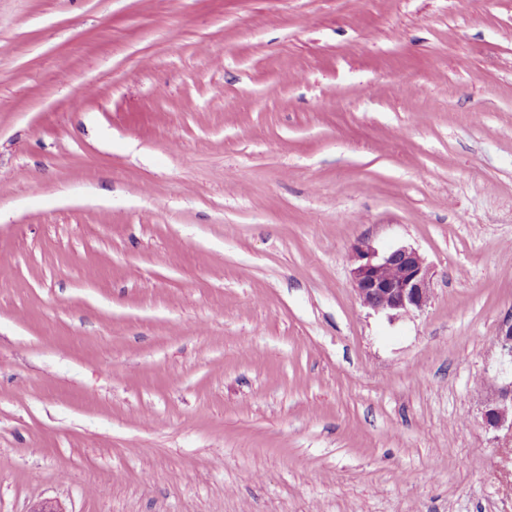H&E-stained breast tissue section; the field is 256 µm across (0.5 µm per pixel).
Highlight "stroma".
<instances>
[{
    "instance_id": "stroma-1",
    "label": "stroma",
    "mask_w": 512,
    "mask_h": 512,
    "mask_svg": "<svg viewBox=\"0 0 512 512\" xmlns=\"http://www.w3.org/2000/svg\"><path fill=\"white\" fill-rule=\"evenodd\" d=\"M510 316L512 0H0V512H512ZM350 263L353 287L364 307L402 317L423 310L431 300V268L413 247L380 253L362 243L352 251ZM486 423L496 429L507 426L512 432V382L498 390L496 399L484 413Z\"/></svg>"
}]
</instances>
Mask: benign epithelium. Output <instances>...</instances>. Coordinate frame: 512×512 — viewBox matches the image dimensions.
<instances>
[{
	"label": "benign epithelium",
	"mask_w": 512,
	"mask_h": 512,
	"mask_svg": "<svg viewBox=\"0 0 512 512\" xmlns=\"http://www.w3.org/2000/svg\"><path fill=\"white\" fill-rule=\"evenodd\" d=\"M350 263L354 290L369 309L402 317L423 310L431 300V268L413 247L381 253L363 243L352 251ZM499 342L503 356L512 361V317L502 321ZM484 417L489 426L512 431V382L498 390Z\"/></svg>",
	"instance_id": "7a95c632"
}]
</instances>
